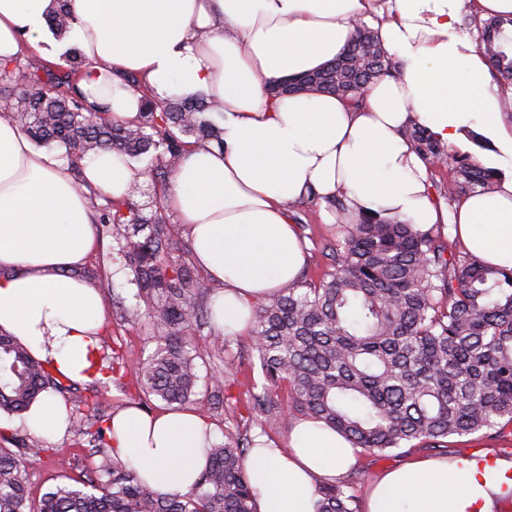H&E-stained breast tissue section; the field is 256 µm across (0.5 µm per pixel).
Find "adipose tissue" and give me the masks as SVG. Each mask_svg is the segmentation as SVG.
<instances>
[{
	"label": "adipose tissue",
	"mask_w": 512,
	"mask_h": 512,
	"mask_svg": "<svg viewBox=\"0 0 512 512\" xmlns=\"http://www.w3.org/2000/svg\"><path fill=\"white\" fill-rule=\"evenodd\" d=\"M386 2L377 10L373 0H71L75 21L58 39L46 26L53 0H0V62L50 61L77 47L89 102L128 123L143 96H206L224 144L188 147L163 202L220 286L215 328L239 336L259 301L297 281L305 252L291 208L313 195L343 199L352 214L378 222L426 229L454 221L470 254L512 268V177L447 216L424 158L403 135L415 122L458 144L478 127L512 152L483 56L457 26L469 0ZM360 21L372 22L400 62L399 78L372 85L359 106L328 94L268 95L270 85L335 59ZM125 72L138 74L141 87L123 85ZM133 175L127 158L100 153L73 179L61 160L0 119V330L74 383L103 377V297L75 274L95 248L86 190L120 199ZM23 420L38 436L58 437L65 406L48 395ZM213 436L191 410L151 416L127 406L112 417L113 456L171 493L194 485ZM356 463L344 437L300 421L287 448L249 453L258 512H314L316 481L336 482ZM408 502L413 512H512V463L416 457L364 489L365 512H404Z\"/></svg>",
	"instance_id": "1"
}]
</instances>
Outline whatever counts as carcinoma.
Masks as SVG:
<instances>
[{
	"label": "carcinoma",
	"instance_id": "1",
	"mask_svg": "<svg viewBox=\"0 0 512 512\" xmlns=\"http://www.w3.org/2000/svg\"><path fill=\"white\" fill-rule=\"evenodd\" d=\"M75 17L70 0H56L48 19L58 38ZM512 17L481 21V52L498 79L512 86V57L503 47ZM56 69L37 57L0 65V118L13 121L36 145L65 149L79 172L89 154L114 150L132 159L151 155L136 169L144 177L122 200L89 197L101 212L131 269L138 305L151 324L152 355L136 367L138 397L169 406L194 401L200 390L224 406L232 422L224 441L208 449V463L191 491L168 493L112 456L111 418L88 417V400L67 409L68 423L90 436L99 460L97 483L62 484L31 502L17 454L39 457L43 441L24 439L17 451L0 431V512H257L256 490L245 460L256 445L250 435L280 430L305 416L340 432L359 453L382 454L409 446L445 451L448 438L512 425V269L483 264L456 249L443 233L398 219L375 222L356 215L344 237L329 246L331 270L304 288L290 286L259 303L250 329L264 378L244 384L245 401L228 394L232 360L224 370L199 375L206 355L193 334L212 320L208 288L185 259L189 244L169 223L156 178L174 173L188 146L222 143L201 94L144 97L133 124L105 112L84 111L78 86L85 59L76 47ZM400 66L374 32L355 27L342 59L302 77L292 90L359 100L375 81ZM415 149L432 160H452L448 195L490 192L497 172L470 156H454L416 123L405 130ZM288 387V405L277 391ZM70 389L27 347L0 331V411L21 414L44 392ZM247 411L242 416L241 410ZM316 512H358L349 484L320 483Z\"/></svg>",
	"mask_w": 512,
	"mask_h": 512
}]
</instances>
